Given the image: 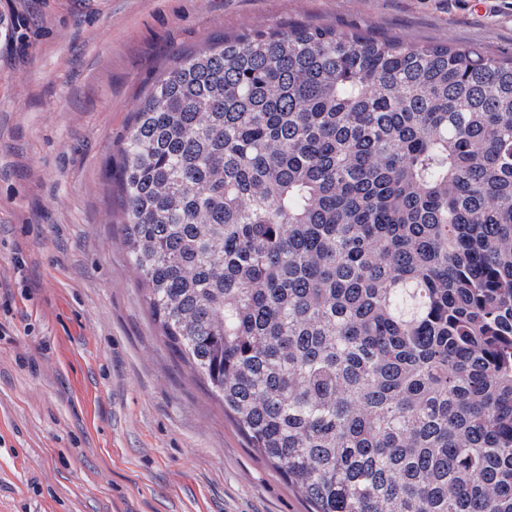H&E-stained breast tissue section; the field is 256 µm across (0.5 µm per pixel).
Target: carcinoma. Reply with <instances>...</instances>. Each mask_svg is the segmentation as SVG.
I'll use <instances>...</instances> for the list:
<instances>
[{
	"mask_svg": "<svg viewBox=\"0 0 512 512\" xmlns=\"http://www.w3.org/2000/svg\"><path fill=\"white\" fill-rule=\"evenodd\" d=\"M119 156L164 346L312 512H512V56L226 36Z\"/></svg>",
	"mask_w": 512,
	"mask_h": 512,
	"instance_id": "obj_1",
	"label": "carcinoma"
}]
</instances>
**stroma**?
I'll return each mask as SVG.
<instances>
[{"label":"stroma","mask_w":512,"mask_h":512,"mask_svg":"<svg viewBox=\"0 0 512 512\" xmlns=\"http://www.w3.org/2000/svg\"><path fill=\"white\" fill-rule=\"evenodd\" d=\"M0 0V512H309L163 345L112 186L174 57L308 21L512 53V0Z\"/></svg>","instance_id":"obj_1"}]
</instances>
